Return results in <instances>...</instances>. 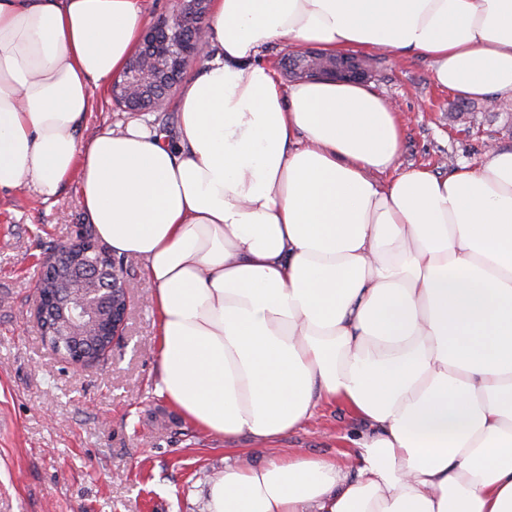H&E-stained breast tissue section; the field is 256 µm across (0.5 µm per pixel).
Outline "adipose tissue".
<instances>
[{
	"label": "adipose tissue",
	"instance_id": "obj_1",
	"mask_svg": "<svg viewBox=\"0 0 512 512\" xmlns=\"http://www.w3.org/2000/svg\"><path fill=\"white\" fill-rule=\"evenodd\" d=\"M145 24L139 0H0V191L78 181L144 264L158 390L198 427L272 445L323 402L369 426L344 464L226 465L207 512H512V148L380 184L397 107L265 58L385 49L460 98L512 96V0H213L178 138L81 141ZM308 51H316V52L324 53L321 49L314 47V46H306V47H301L298 49H292V48L288 47V45L276 44V45L272 46L270 49H268L266 57H267V61L270 64H272V66L274 67V69L277 73V76L280 79V81L283 83V85L288 86L294 82L299 81L300 79H291V78H286L283 76V74L281 73L280 67H279V60H280L281 56L286 52L294 53V54H303Z\"/></svg>",
	"mask_w": 512,
	"mask_h": 512
}]
</instances>
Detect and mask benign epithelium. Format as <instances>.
I'll return each instance as SVG.
<instances>
[{"instance_id":"1","label":"benign epithelium","mask_w":512,"mask_h":512,"mask_svg":"<svg viewBox=\"0 0 512 512\" xmlns=\"http://www.w3.org/2000/svg\"><path fill=\"white\" fill-rule=\"evenodd\" d=\"M210 0H182L174 16V23L163 22L143 32L144 54L147 59H136L126 68L122 76L111 83L112 100L123 105L130 104L132 112H146L156 109L159 99L156 93L168 89L178 78L189 61L197 59L203 52L202 39H184L182 28L197 26L207 17ZM81 250L88 256L84 260L83 272L72 279L69 285L71 301L68 317L74 323L87 317L88 306L99 308V319L95 335L102 337L93 355L77 352L68 358L75 367L86 366L102 357L118 337L124 335L128 308H122L109 301V293L122 289L130 291L134 283L112 268V261H101L99 249L80 242L63 243L46 260L50 268L69 264L73 251ZM61 302L59 298L48 300L42 296L41 288H36L34 316L38 325H43L48 317H57Z\"/></svg>"}]
</instances>
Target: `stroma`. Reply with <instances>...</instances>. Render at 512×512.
Returning <instances> with one entry per match:
<instances>
[{
  "mask_svg": "<svg viewBox=\"0 0 512 512\" xmlns=\"http://www.w3.org/2000/svg\"><path fill=\"white\" fill-rule=\"evenodd\" d=\"M363 81L402 113L399 171L445 175L478 164L489 146L512 147V99L461 100L435 84L428 58L373 51ZM461 111L469 123L458 122ZM133 118L96 90L81 136ZM89 226L77 182L56 202L26 187L0 193V512H206L210 481L237 455L337 460L365 432L332 403L272 449L198 428L157 390L154 286L133 258L126 332L107 356L79 370L52 352L33 318L38 276L50 247Z\"/></svg>",
  "mask_w": 512,
  "mask_h": 512,
  "instance_id": "obj_1",
  "label": "stroma"
}]
</instances>
